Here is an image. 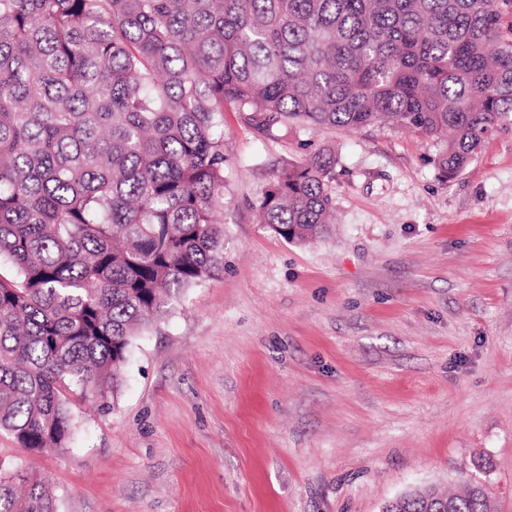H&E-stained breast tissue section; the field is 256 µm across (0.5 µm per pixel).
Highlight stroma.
Segmentation results:
<instances>
[{
  "mask_svg": "<svg viewBox=\"0 0 512 512\" xmlns=\"http://www.w3.org/2000/svg\"><path fill=\"white\" fill-rule=\"evenodd\" d=\"M326 146L333 231L287 243L256 207ZM438 151L225 113L223 273L133 339L68 448L1 433L0 459L56 512H382L463 472L512 512V129L446 181Z\"/></svg>",
  "mask_w": 512,
  "mask_h": 512,
  "instance_id": "1",
  "label": "stroma"
}]
</instances>
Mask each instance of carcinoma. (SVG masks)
I'll list each match as a JSON object with an SVG mask.
<instances>
[{"label":"carcinoma","instance_id":"obj_1","mask_svg":"<svg viewBox=\"0 0 512 512\" xmlns=\"http://www.w3.org/2000/svg\"><path fill=\"white\" fill-rule=\"evenodd\" d=\"M512 0H0V432L65 448L133 337L224 272V112L448 133L450 179L512 125ZM335 152L282 168L259 222L334 224ZM0 512H55L1 473ZM462 474L450 512H493ZM408 497L386 512H441Z\"/></svg>","mask_w":512,"mask_h":512}]
</instances>
